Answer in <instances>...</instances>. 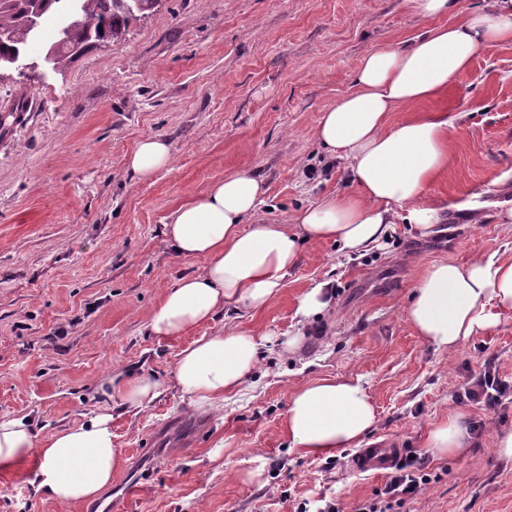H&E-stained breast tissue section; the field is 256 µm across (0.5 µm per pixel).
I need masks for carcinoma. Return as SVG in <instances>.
<instances>
[{"label": "carcinoma", "instance_id": "obj_1", "mask_svg": "<svg viewBox=\"0 0 512 512\" xmlns=\"http://www.w3.org/2000/svg\"><path fill=\"white\" fill-rule=\"evenodd\" d=\"M159 0H0V68L24 58L38 37L41 27L29 23L32 10L39 9V20L62 13L65 21L56 40L46 50L43 62L54 70L101 42H121L130 20L152 12Z\"/></svg>", "mask_w": 512, "mask_h": 512}]
</instances>
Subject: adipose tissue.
<instances>
[{"instance_id": "1", "label": "adipose tissue", "mask_w": 512, "mask_h": 512, "mask_svg": "<svg viewBox=\"0 0 512 512\" xmlns=\"http://www.w3.org/2000/svg\"><path fill=\"white\" fill-rule=\"evenodd\" d=\"M421 17L446 16L401 47L365 56L355 87L326 109L315 129L330 156L344 159L360 190L329 196L301 210L293 225L252 222L266 194L264 178L252 171L215 181L181 204L165 226L177 253L203 259V267L167 288L147 324L159 338L187 335L230 304L257 311L280 293L299 260L301 241L333 240L342 252L358 253L381 243L395 206L409 205L408 222L429 231L436 219L419 206L429 183L448 167L452 122L447 114H413L420 102L441 96L474 57L512 44V0H489L484 9L450 19L458 0H411ZM407 111L393 123L391 113ZM172 162L161 137L141 140L126 159L138 180ZM512 313V261L478 257L469 263L440 260L414 284L406 308L414 330L435 350L452 352L472 336ZM262 340L237 329L192 340L175 363L172 381L189 405L223 401L253 370ZM164 385L148 378L120 380L112 389L126 411L159 398ZM376 411L360 379L328 377L299 386L291 395L282 433L303 457L333 458L357 444L374 426ZM464 424H438L426 446L436 455L470 447ZM37 455L29 483L59 504L97 497L124 464L112 437V413L104 411L36 439L27 422L0 419V468Z\"/></svg>"}]
</instances>
